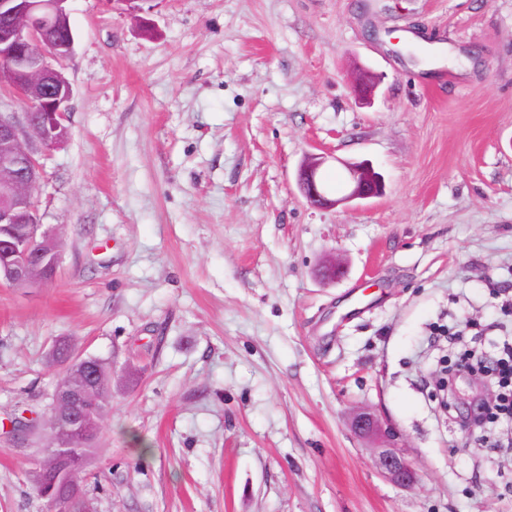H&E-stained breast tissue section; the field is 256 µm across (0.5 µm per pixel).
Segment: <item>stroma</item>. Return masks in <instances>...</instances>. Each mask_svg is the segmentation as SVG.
<instances>
[{
    "mask_svg": "<svg viewBox=\"0 0 512 512\" xmlns=\"http://www.w3.org/2000/svg\"><path fill=\"white\" fill-rule=\"evenodd\" d=\"M69 7L68 137L33 194L61 260L0 285V512L44 510L61 339L112 364L94 512H512V427L457 414L494 386L437 394L512 338V0ZM310 154L383 194L309 207ZM359 406L413 487L376 469ZM350 425L359 437L379 435L386 441L384 448H376L375 464L381 474L390 482L411 487L418 481V475L404 450L396 445L399 432L391 425H384L376 415L367 409L354 411L350 416Z\"/></svg>",
    "mask_w": 512,
    "mask_h": 512,
    "instance_id": "35a3bbf8",
    "label": "stroma"
}]
</instances>
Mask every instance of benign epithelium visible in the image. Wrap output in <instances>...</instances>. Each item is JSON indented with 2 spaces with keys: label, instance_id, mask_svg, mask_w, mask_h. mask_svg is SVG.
<instances>
[{
  "label": "benign epithelium",
  "instance_id": "1",
  "mask_svg": "<svg viewBox=\"0 0 512 512\" xmlns=\"http://www.w3.org/2000/svg\"><path fill=\"white\" fill-rule=\"evenodd\" d=\"M69 0H0V62L12 93L29 100L31 111L19 116L0 110V282L13 287L51 283L59 264V241L41 230L33 203V190L41 164L38 154L64 141L71 86L54 63L68 58L74 40ZM326 162L311 157L297 173V186L305 202L322 209L351 204L382 194L381 177L365 163L346 162L348 191L332 197L318 177ZM108 374L105 363L88 356L73 361V374L57 385L52 406L62 423L50 434L45 453L54 468L43 483L56 496L81 495L79 473L87 462L99 429L106 400L96 390ZM359 437L379 435L386 445L376 449L375 464L390 482L411 487L418 475L404 450L396 445L399 432L376 415L359 409L350 416Z\"/></svg>",
  "mask_w": 512,
  "mask_h": 512
}]
</instances>
